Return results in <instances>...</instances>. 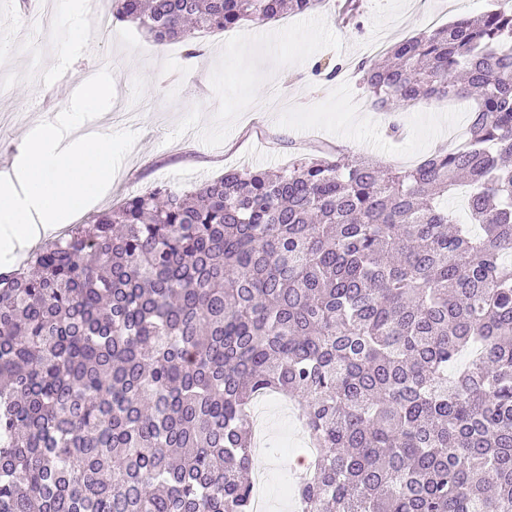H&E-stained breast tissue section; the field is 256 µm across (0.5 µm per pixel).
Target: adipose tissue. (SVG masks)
<instances>
[{
	"label": "adipose tissue",
	"mask_w": 512,
	"mask_h": 512,
	"mask_svg": "<svg viewBox=\"0 0 512 512\" xmlns=\"http://www.w3.org/2000/svg\"><path fill=\"white\" fill-rule=\"evenodd\" d=\"M111 98V81L83 74L67 108L31 129L23 152L0 171V258L23 261L110 189L112 138L95 125L100 105Z\"/></svg>",
	"instance_id": "ef3b65f1"
}]
</instances>
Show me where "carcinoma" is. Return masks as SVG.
Listing matches in <instances>:
<instances>
[{
  "instance_id": "carcinoma-1",
  "label": "carcinoma",
  "mask_w": 512,
  "mask_h": 512,
  "mask_svg": "<svg viewBox=\"0 0 512 512\" xmlns=\"http://www.w3.org/2000/svg\"><path fill=\"white\" fill-rule=\"evenodd\" d=\"M321 0H113L153 42ZM472 101L409 168L316 148L132 193L0 266V512H254L257 396L320 449L298 512H512V8L359 65ZM470 188V223L440 199Z\"/></svg>"
}]
</instances>
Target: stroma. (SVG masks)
Returning a JSON list of instances; mask_svg holds the SVG:
<instances>
[{
	"label": "stroma",
	"instance_id": "35a3bbf8",
	"mask_svg": "<svg viewBox=\"0 0 512 512\" xmlns=\"http://www.w3.org/2000/svg\"><path fill=\"white\" fill-rule=\"evenodd\" d=\"M339 2L325 0L262 27L245 23L198 35L202 53L191 60L182 45H156L119 23L87 50L68 55L73 78L97 71L114 80L112 102L102 107L99 122L112 132L121 168L109 194L83 220L132 187L188 190L227 169L274 171L317 144L407 167L458 141L468 123L467 102L431 99L423 109L377 112L357 66L381 48L480 15L500 0H424L417 11L412 0H362L354 26L339 20ZM36 8L32 25L0 13V75L12 81L11 93L0 96V168L14 162L46 108L68 105L66 87L53 72L71 25L67 0H36ZM319 62L343 70L330 80L314 75ZM393 123L400 137L389 136ZM264 414L275 445L262 453L266 498L269 512H282L281 490L297 479L290 460L300 453L298 427L281 400L267 404Z\"/></svg>",
	"mask_w": 512,
	"mask_h": 512
}]
</instances>
